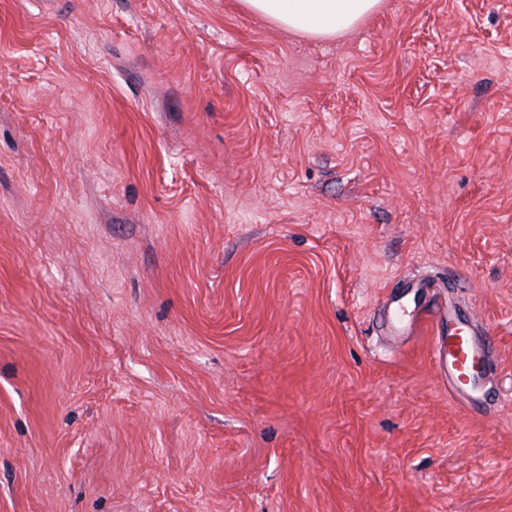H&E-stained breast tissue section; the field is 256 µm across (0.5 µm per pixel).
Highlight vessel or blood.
Segmentation results:
<instances>
[{
	"label": "vessel or blood",
	"instance_id": "obj_1",
	"mask_svg": "<svg viewBox=\"0 0 512 512\" xmlns=\"http://www.w3.org/2000/svg\"><path fill=\"white\" fill-rule=\"evenodd\" d=\"M403 297L393 300L384 315V323L392 332H415L426 322L434 321L438 335L444 336V348L435 354L436 365L448 379L450 392L462 394L469 408L477 410L483 399L465 393L464 387L489 378L488 350L478 336L469 308L441 300L426 280L404 284Z\"/></svg>",
	"mask_w": 512,
	"mask_h": 512
}]
</instances>
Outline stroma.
<instances>
[{
    "label": "stroma",
    "mask_w": 512,
    "mask_h": 512,
    "mask_svg": "<svg viewBox=\"0 0 512 512\" xmlns=\"http://www.w3.org/2000/svg\"><path fill=\"white\" fill-rule=\"evenodd\" d=\"M0 512H512V0H0ZM244 6L295 34L336 38L378 11L382 0H242ZM401 288L405 295L393 300L384 315V324L390 332L414 333L432 319L438 330L437 336H446L444 351L435 353V362L445 377H448V390L458 393L473 410L480 409L486 399L473 397L463 385H476L478 381L491 376L488 367V349L483 336H478L472 326L468 307L442 302L431 289L434 284L426 280H410ZM413 293L426 294L427 305L412 310L406 296ZM432 302V303H431Z\"/></svg>",
    "instance_id": "1"
}]
</instances>
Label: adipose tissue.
<instances>
[{
  "label": "adipose tissue",
  "instance_id": "1",
  "mask_svg": "<svg viewBox=\"0 0 512 512\" xmlns=\"http://www.w3.org/2000/svg\"><path fill=\"white\" fill-rule=\"evenodd\" d=\"M245 7L289 32L316 39L354 30L382 0H243Z\"/></svg>",
  "mask_w": 512,
  "mask_h": 512
}]
</instances>
